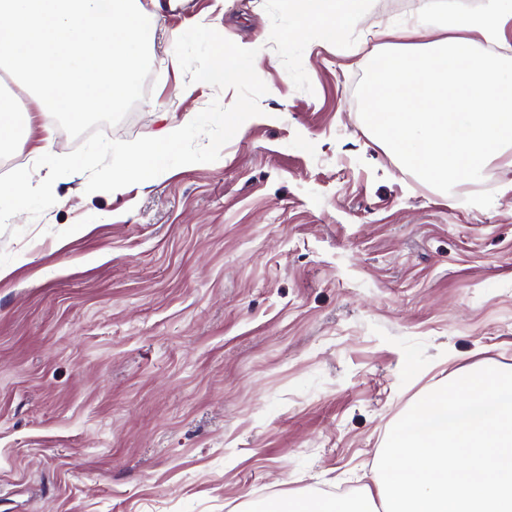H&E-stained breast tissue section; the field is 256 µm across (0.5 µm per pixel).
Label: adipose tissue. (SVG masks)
Wrapping results in <instances>:
<instances>
[{
    "label": "adipose tissue",
    "mask_w": 512,
    "mask_h": 512,
    "mask_svg": "<svg viewBox=\"0 0 512 512\" xmlns=\"http://www.w3.org/2000/svg\"><path fill=\"white\" fill-rule=\"evenodd\" d=\"M361 8L344 16L336 0H306L304 22L321 25L324 40L345 41ZM433 50H419L413 25L400 26L402 42L376 55L366 81V119L404 169L444 188L482 180L489 164L512 150V65L491 50H477L473 35L491 45L512 38V0H487L479 11L457 14ZM192 115L168 124L109 172L103 189L120 193L134 179L152 180Z\"/></svg>",
    "instance_id": "1"
}]
</instances>
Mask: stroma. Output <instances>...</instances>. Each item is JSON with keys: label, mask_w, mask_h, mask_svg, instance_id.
Returning a JSON list of instances; mask_svg holds the SVG:
<instances>
[{"label": "stroma", "mask_w": 512, "mask_h": 512, "mask_svg": "<svg viewBox=\"0 0 512 512\" xmlns=\"http://www.w3.org/2000/svg\"><path fill=\"white\" fill-rule=\"evenodd\" d=\"M485 0H365L343 43L286 0H190L156 28L145 98L114 140L194 121L124 191L56 180L0 233V512H245L360 491L438 382L512 366V167L443 191L372 139L364 86L386 28ZM179 33V44L169 36ZM254 43L234 83L215 55ZM251 122L239 135L221 116ZM77 145L35 117L14 155ZM247 73L232 64L226 63L224 66L223 57L217 56L213 62L202 69L198 74L200 84H210L212 82L240 81L245 79Z\"/></svg>", "instance_id": "35a3bbf8"}]
</instances>
